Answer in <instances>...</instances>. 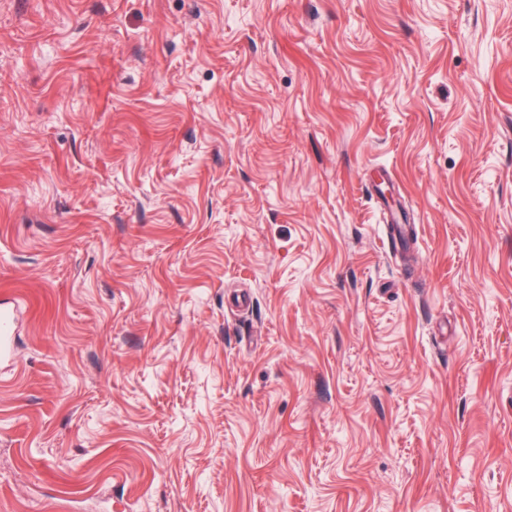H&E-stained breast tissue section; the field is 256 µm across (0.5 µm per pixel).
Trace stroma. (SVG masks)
<instances>
[{
  "mask_svg": "<svg viewBox=\"0 0 512 512\" xmlns=\"http://www.w3.org/2000/svg\"><path fill=\"white\" fill-rule=\"evenodd\" d=\"M9 299L0 512H512V0H0Z\"/></svg>",
  "mask_w": 512,
  "mask_h": 512,
  "instance_id": "1",
  "label": "stroma"
}]
</instances>
